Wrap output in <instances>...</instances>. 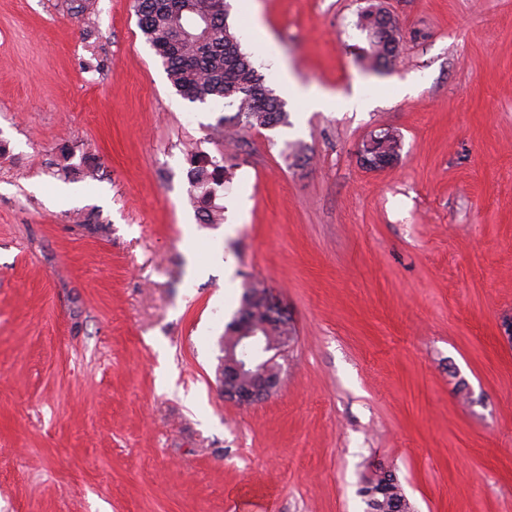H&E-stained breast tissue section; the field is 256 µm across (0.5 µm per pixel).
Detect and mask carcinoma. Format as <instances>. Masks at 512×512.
I'll return each instance as SVG.
<instances>
[{
    "mask_svg": "<svg viewBox=\"0 0 512 512\" xmlns=\"http://www.w3.org/2000/svg\"><path fill=\"white\" fill-rule=\"evenodd\" d=\"M138 26L166 67L176 91L202 103L211 100L234 110L222 116L215 130L272 129L288 123L284 102L266 85L265 77L241 49L239 37L228 23L226 0H135ZM357 27L366 34L368 47L360 58L369 70L393 69L400 55V32L396 19L379 5L363 11ZM386 140L360 154L369 169H382L398 159L401 141L390 131ZM187 173L193 203L205 224H218L224 206L216 203L218 189L232 176L233 165L224 155L190 153ZM257 285L245 288L237 318L224 333L226 340L237 332L266 321L263 304L255 299ZM364 483L379 490L377 512H391L392 500L407 499L395 473L386 479L367 477Z\"/></svg>",
    "mask_w": 512,
    "mask_h": 512,
    "instance_id": "carcinoma-1",
    "label": "carcinoma"
}]
</instances>
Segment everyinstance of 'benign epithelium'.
<instances>
[{"label": "benign epithelium", "mask_w": 512, "mask_h": 512, "mask_svg": "<svg viewBox=\"0 0 512 512\" xmlns=\"http://www.w3.org/2000/svg\"><path fill=\"white\" fill-rule=\"evenodd\" d=\"M236 347L229 348L221 373V390L224 399L241 406H250L272 395L278 388L279 375L266 372L259 366V358L270 355L272 363L287 348V343H269L256 332L234 337Z\"/></svg>", "instance_id": "benign-epithelium-1"}]
</instances>
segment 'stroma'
I'll list each match as a JSON object with an SVG mask.
<instances>
[{
    "mask_svg": "<svg viewBox=\"0 0 512 512\" xmlns=\"http://www.w3.org/2000/svg\"><path fill=\"white\" fill-rule=\"evenodd\" d=\"M258 3V28L230 8L245 52L273 40L372 107L290 100L217 140L135 0H0V512H364L378 464L415 512H512V0H382L384 74L359 59L366 0ZM385 129L400 156L366 169ZM190 149L227 150L238 223L198 220ZM191 249L232 277L192 276ZM247 280L296 337L240 407L219 369Z\"/></svg>",
    "mask_w": 512,
    "mask_h": 512,
    "instance_id": "1",
    "label": "stroma"
}]
</instances>
